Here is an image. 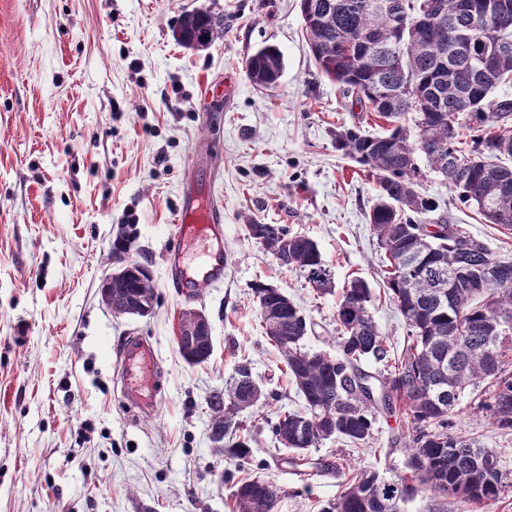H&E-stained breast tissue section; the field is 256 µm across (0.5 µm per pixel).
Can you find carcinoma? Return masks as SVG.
<instances>
[{"mask_svg":"<svg viewBox=\"0 0 512 512\" xmlns=\"http://www.w3.org/2000/svg\"><path fill=\"white\" fill-rule=\"evenodd\" d=\"M299 0L307 43L320 73L343 97L389 125L365 135L361 122L336 130V148L369 168L378 188L369 223L387 260L386 288L407 326L400 357L392 360L385 334L370 312V289L355 279L336 303L338 352L303 347L315 334L294 302L267 284L252 288L266 336L279 350L303 400L271 432L293 467L310 466L306 451L332 438L360 446L372 437L379 404L404 407L411 422L404 451L409 473L395 479L375 470L355 473L322 512H401L418 492L451 496L459 512L496 500L508 487L501 458L448 433V414L461 394L482 382L477 408L512 430V260L451 224L418 191L420 159L458 202L490 224L512 227V96L495 95L512 81V0ZM224 36V18L204 10L185 14L177 41L185 47ZM284 70L279 48L265 45L246 62L250 81L277 86ZM413 114L416 134L404 125ZM249 235L279 263L305 273L327 292L331 275L315 241L286 224H249ZM112 287L157 298L146 267L127 260ZM394 370L375 376L363 362ZM264 398L244 359L224 392L208 400L211 429L223 435L243 464L251 439L239 414ZM281 488L242 481L236 512H273Z\"/></svg>","mask_w":512,"mask_h":512,"instance_id":"obj_1","label":"carcinoma"}]
</instances>
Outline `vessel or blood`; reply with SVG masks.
<instances>
[{
  "label": "vessel or blood",
  "mask_w": 512,
  "mask_h": 512,
  "mask_svg": "<svg viewBox=\"0 0 512 512\" xmlns=\"http://www.w3.org/2000/svg\"><path fill=\"white\" fill-rule=\"evenodd\" d=\"M201 241L203 250L196 267H188L187 248L193 241ZM224 212L216 201L206 204L189 203L177 220L171 242L165 251L169 281L173 287L199 291L200 288L223 280L227 270L224 256ZM156 358L152 343L139 336L125 337L117 352V363L127 381L123 385L126 396L140 399L139 385L129 383L133 372L152 365Z\"/></svg>",
  "instance_id": "b4317fda"
}]
</instances>
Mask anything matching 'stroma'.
Masks as SVG:
<instances>
[{
    "label": "stroma",
    "instance_id": "obj_1",
    "mask_svg": "<svg viewBox=\"0 0 512 512\" xmlns=\"http://www.w3.org/2000/svg\"><path fill=\"white\" fill-rule=\"evenodd\" d=\"M208 10L224 35L190 49L180 16ZM278 47L279 84H252L246 61ZM350 102L320 76L298 0H0V512H233L237 481L283 490L276 512H321L336 476L285 464L269 423L301 408L253 300L256 284L288 295L315 322L308 348L335 352L337 291L352 279L392 351L405 321L382 281L384 252L368 221L376 182L336 148ZM214 186L232 263L223 282L185 297L171 287L167 241L184 202ZM420 191L451 223L512 258V229L464 208L433 174ZM284 224L314 240L336 289L321 294L247 230ZM158 296L151 317H117L100 288L117 235ZM189 308L208 316L213 351L188 364L176 336ZM131 333L157 355L155 409L122 402L115 351ZM249 359L266 399L240 415L253 440L240 465L209 439L208 399ZM411 430L380 417L363 447L331 439L311 458L345 474L405 469ZM448 430L478 439L512 469V431L465 392Z\"/></svg>",
    "mask_w": 512,
    "mask_h": 512
}]
</instances>
